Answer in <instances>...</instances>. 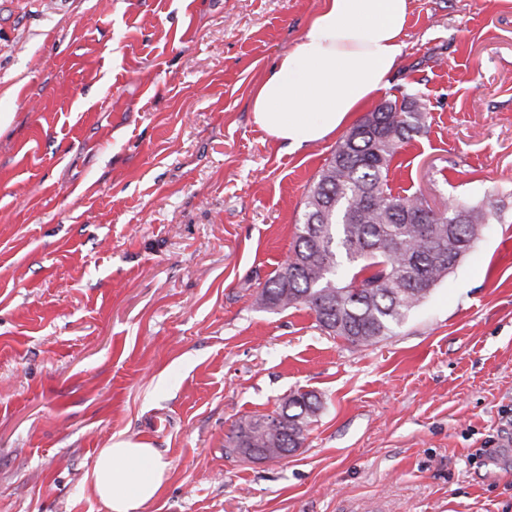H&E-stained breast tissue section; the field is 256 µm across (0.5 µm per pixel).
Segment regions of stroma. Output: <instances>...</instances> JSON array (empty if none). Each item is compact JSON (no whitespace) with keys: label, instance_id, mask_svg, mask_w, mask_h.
<instances>
[{"label":"stroma","instance_id":"35a3bbf8","mask_svg":"<svg viewBox=\"0 0 512 512\" xmlns=\"http://www.w3.org/2000/svg\"><path fill=\"white\" fill-rule=\"evenodd\" d=\"M68 2L0 0V512H105L113 438L169 464L142 512H512V0H410L368 106L427 131L390 185L500 217L359 348L256 302L338 138L275 141L252 96L323 0ZM305 391L300 448L229 452Z\"/></svg>","mask_w":512,"mask_h":512}]
</instances>
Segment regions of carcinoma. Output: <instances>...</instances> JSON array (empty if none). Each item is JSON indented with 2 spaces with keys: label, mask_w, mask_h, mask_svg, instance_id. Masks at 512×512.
<instances>
[{
  "label": "carcinoma",
  "mask_w": 512,
  "mask_h": 512,
  "mask_svg": "<svg viewBox=\"0 0 512 512\" xmlns=\"http://www.w3.org/2000/svg\"><path fill=\"white\" fill-rule=\"evenodd\" d=\"M424 104L412 95L378 107L350 129L310 186L288 258L259 294L267 309L303 305L318 326L357 347L391 335L484 234L495 213L461 202L435 213L422 195L393 192L391 165L405 142L425 132ZM318 411L310 393L277 413L240 420L229 447L254 457L295 451Z\"/></svg>",
  "instance_id": "carcinoma-1"
}]
</instances>
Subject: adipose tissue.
<instances>
[{
	"mask_svg": "<svg viewBox=\"0 0 512 512\" xmlns=\"http://www.w3.org/2000/svg\"><path fill=\"white\" fill-rule=\"evenodd\" d=\"M410 0H325L296 49L280 57L253 94L256 124L292 145L318 142L345 127L389 85L402 53ZM169 464L145 441L114 439L99 449L92 489L105 512H142Z\"/></svg>",
	"mask_w": 512,
	"mask_h": 512,
	"instance_id": "1",
	"label": "adipose tissue"
}]
</instances>
